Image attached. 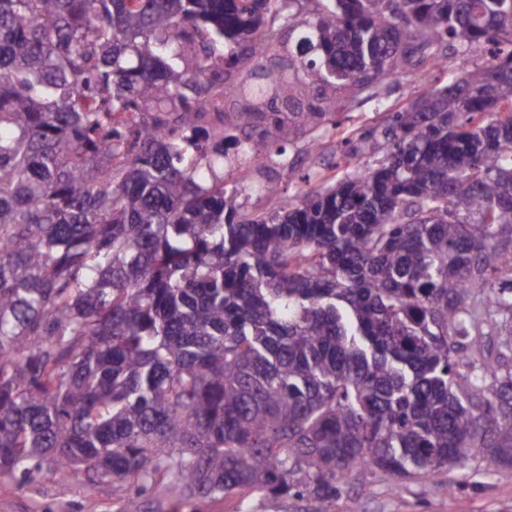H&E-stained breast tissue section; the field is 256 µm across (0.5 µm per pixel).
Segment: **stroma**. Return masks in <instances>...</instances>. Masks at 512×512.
I'll list each match as a JSON object with an SVG mask.
<instances>
[{
    "instance_id": "stroma-1",
    "label": "stroma",
    "mask_w": 512,
    "mask_h": 512,
    "mask_svg": "<svg viewBox=\"0 0 512 512\" xmlns=\"http://www.w3.org/2000/svg\"><path fill=\"white\" fill-rule=\"evenodd\" d=\"M243 167L225 171L226 188L237 189L244 207L262 206L268 190L291 199L300 185L289 167H278L267 179L247 178ZM438 489L415 482L393 487L385 475L369 485L342 493L333 512H512V480L501 477L487 458L478 456L451 465L435 476ZM309 503L291 499L272 503L251 495L236 500H211L198 508L171 500L163 483L141 492L120 493L107 484L93 486L43 473L27 479L0 480V512H307Z\"/></svg>"
}]
</instances>
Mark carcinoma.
I'll return each instance as SVG.
<instances>
[{
  "instance_id": "1",
  "label": "carcinoma",
  "mask_w": 512,
  "mask_h": 512,
  "mask_svg": "<svg viewBox=\"0 0 512 512\" xmlns=\"http://www.w3.org/2000/svg\"><path fill=\"white\" fill-rule=\"evenodd\" d=\"M2 128L1 479L512 477V0H0ZM368 145L261 210L214 170Z\"/></svg>"
}]
</instances>
